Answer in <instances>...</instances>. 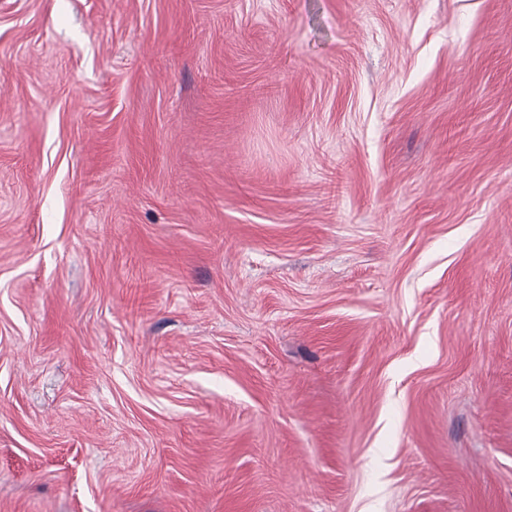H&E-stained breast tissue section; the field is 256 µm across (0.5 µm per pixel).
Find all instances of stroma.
Segmentation results:
<instances>
[{"mask_svg": "<svg viewBox=\"0 0 512 512\" xmlns=\"http://www.w3.org/2000/svg\"><path fill=\"white\" fill-rule=\"evenodd\" d=\"M0 512H512V0H0Z\"/></svg>", "mask_w": 512, "mask_h": 512, "instance_id": "35a3bbf8", "label": "stroma"}]
</instances>
